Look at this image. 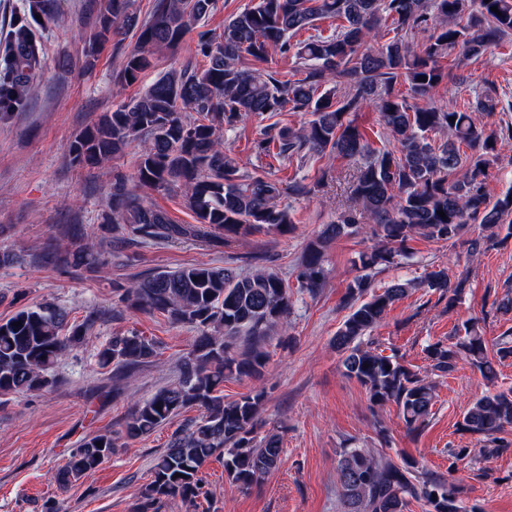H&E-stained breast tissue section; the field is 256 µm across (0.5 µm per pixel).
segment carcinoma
<instances>
[{
  "instance_id": "obj_1",
  "label": "carcinoma",
  "mask_w": 512,
  "mask_h": 512,
  "mask_svg": "<svg viewBox=\"0 0 512 512\" xmlns=\"http://www.w3.org/2000/svg\"><path fill=\"white\" fill-rule=\"evenodd\" d=\"M87 8L95 47L138 33L135 47L116 67L114 84L122 89L161 51L178 49L216 9V0H155L146 20L140 19L135 0H88ZM54 11L55 0H25L23 12L11 18L0 57V114L22 102L37 79L44 52L34 23L50 19ZM322 19L340 24L327 36L296 39ZM377 38L384 43L370 48ZM511 38L512 0H252L227 17L222 30L197 32L194 56L202 58L203 67L189 62L173 69L141 95L101 115L74 137L69 161L99 167L145 140L133 173L112 170L100 213V223L112 225V233L126 242H210L270 227L290 232L295 221L278 204V183L264 166L249 171L224 151L223 130L284 111L308 113L310 120L299 128H262L254 154L260 161L295 158L303 164L330 153L356 162L348 187L352 205L307 244L298 280L308 293H316L327 277L323 254L328 242L368 227L378 245L359 254L357 275L347 285L349 314L334 346L343 374L366 389L370 403L395 404L407 427L417 430L435 403L432 377L449 375L465 361L495 385L493 360L512 358V330L496 342L492 359L478 323L467 320L453 342L426 346L429 364L422 371L395 351L383 354L366 335L416 288L448 298L453 307L465 280L451 279L448 268L438 266L418 282L396 281L380 294L370 288L374 274L405 256L407 243L417 236L449 241L477 224L485 235L470 240L473 253L501 235L512 237V191L494 199L486 190L490 158L498 141L512 140V124L494 130L473 117L475 112L493 116L499 99L484 90L475 93L466 110L431 102L432 90L454 79L441 66L449 52L458 48L469 61ZM274 53L291 57L294 67L282 74L246 65L264 63ZM400 83L408 87V96L395 93ZM365 106L379 112L394 146L373 147L349 118ZM131 181L151 191L182 186L184 206L196 223H175L165 210L131 191ZM53 255L74 268L101 257L91 241ZM119 302L188 325L198 336L176 382L135 401L121 431L83 437L57 469L55 482L70 486L110 458L121 440L150 435L194 407L202 416L175 430L157 454L136 512H147L163 499L193 502L205 494L200 471L216 454L224 455L228 479L245 489L277 469L279 433L271 430L259 440L254 435L264 392L226 401L221 386L226 375H260L265 343L288 316L287 281L268 268L247 274L230 264H191L135 278ZM68 316L62 306L41 304L0 320V396L53 386L64 356L95 338L98 313L73 323ZM157 356L156 342L134 332L112 337L97 351L99 365L112 366L118 374ZM460 427L490 439L511 428L512 388L483 393ZM336 474L344 512H406L411 499L422 501L426 512H480L475 505L464 509L455 482L424 475L408 462L398 465L382 450L343 449Z\"/></svg>"
}]
</instances>
